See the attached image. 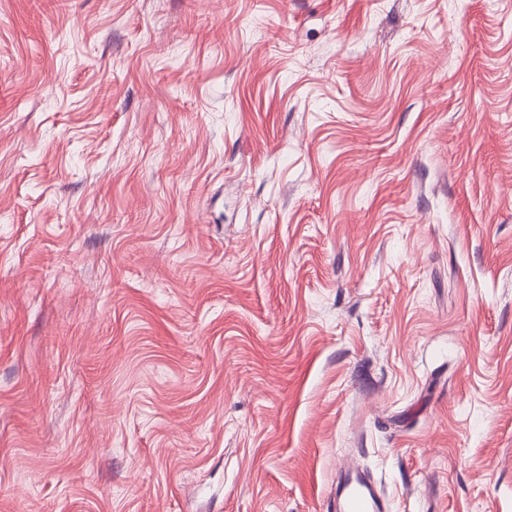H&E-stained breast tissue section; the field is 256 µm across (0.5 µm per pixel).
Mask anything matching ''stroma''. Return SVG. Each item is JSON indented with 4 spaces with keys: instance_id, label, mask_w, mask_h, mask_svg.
<instances>
[{
    "instance_id": "obj_1",
    "label": "stroma",
    "mask_w": 512,
    "mask_h": 512,
    "mask_svg": "<svg viewBox=\"0 0 512 512\" xmlns=\"http://www.w3.org/2000/svg\"><path fill=\"white\" fill-rule=\"evenodd\" d=\"M512 512V0H0V512ZM343 476L336 485V511L381 512L384 505L375 494L371 483L352 465L342 467Z\"/></svg>"
}]
</instances>
